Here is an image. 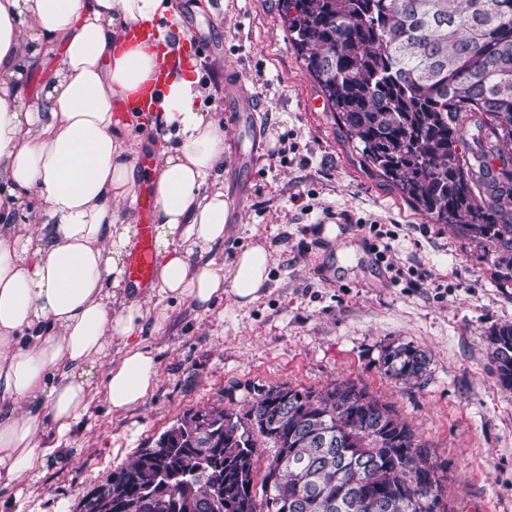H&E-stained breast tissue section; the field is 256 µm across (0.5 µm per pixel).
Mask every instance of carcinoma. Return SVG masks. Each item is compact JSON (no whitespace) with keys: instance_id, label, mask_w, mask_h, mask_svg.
Returning a JSON list of instances; mask_svg holds the SVG:
<instances>
[{"instance_id":"1","label":"carcinoma","mask_w":512,"mask_h":512,"mask_svg":"<svg viewBox=\"0 0 512 512\" xmlns=\"http://www.w3.org/2000/svg\"><path fill=\"white\" fill-rule=\"evenodd\" d=\"M282 12L367 168L418 214L479 239L512 278V0H282ZM487 340L512 390V323ZM428 365L410 344L384 351L385 374L404 384ZM259 448L272 453L257 483ZM444 481L366 388L282 384L244 412L185 411L80 512H452Z\"/></svg>"}]
</instances>
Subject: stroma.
<instances>
[{
	"instance_id": "stroma-1",
	"label": "stroma",
	"mask_w": 512,
	"mask_h": 512,
	"mask_svg": "<svg viewBox=\"0 0 512 512\" xmlns=\"http://www.w3.org/2000/svg\"><path fill=\"white\" fill-rule=\"evenodd\" d=\"M178 0L192 37L213 50L196 61L200 81L223 104L228 83L262 101L256 164L239 169L245 144L224 128V191L241 220L227 225L212 255L231 269L237 252L261 242L270 283L255 303L225 295L213 312L168 301V318L145 327L159 381L132 411L96 394L62 439L35 486L5 512H76L80 502L139 448L189 409L245 410L260 390L289 384L322 390L351 381L392 404L445 475L455 512H512V391L490 371L486 334L512 322V281L469 235L411 209L361 164L310 79L282 19L281 0ZM396 227L392 282L356 220ZM335 236H328L327 227ZM432 283L411 287L418 270ZM409 343L429 366L420 384L386 377L384 347Z\"/></svg>"
}]
</instances>
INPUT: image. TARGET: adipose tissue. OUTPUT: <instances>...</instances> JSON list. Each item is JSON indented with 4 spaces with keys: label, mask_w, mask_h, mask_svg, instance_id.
Wrapping results in <instances>:
<instances>
[{
    "label": "adipose tissue",
    "mask_w": 512,
    "mask_h": 512,
    "mask_svg": "<svg viewBox=\"0 0 512 512\" xmlns=\"http://www.w3.org/2000/svg\"><path fill=\"white\" fill-rule=\"evenodd\" d=\"M139 25L178 57L151 124L174 139L150 178L154 297L207 313L228 293L255 302L269 281L263 245L239 252L227 275L209 257L230 212L218 181L224 123L180 58L174 0H0V491L39 480L94 393L125 412L158 382L139 335L167 315L124 283L142 172L138 142L114 116L155 77V54L126 38ZM36 69L46 79L32 94L25 76Z\"/></svg>",
    "instance_id": "1"
}]
</instances>
